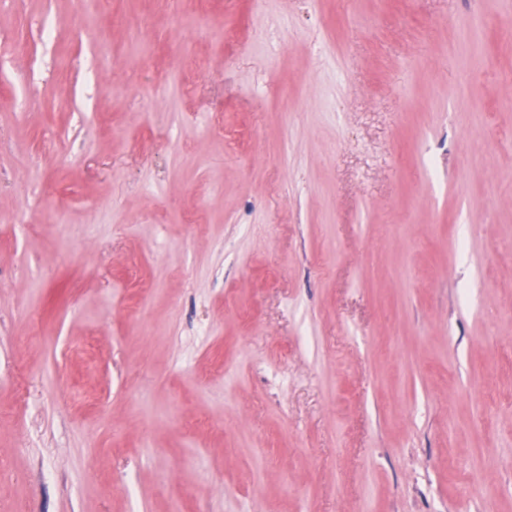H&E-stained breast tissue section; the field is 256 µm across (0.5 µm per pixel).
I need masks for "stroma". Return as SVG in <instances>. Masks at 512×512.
I'll list each match as a JSON object with an SVG mask.
<instances>
[{"label":"stroma","instance_id":"obj_1","mask_svg":"<svg viewBox=\"0 0 512 512\" xmlns=\"http://www.w3.org/2000/svg\"><path fill=\"white\" fill-rule=\"evenodd\" d=\"M0 0V512H512V0Z\"/></svg>","mask_w":512,"mask_h":512}]
</instances>
